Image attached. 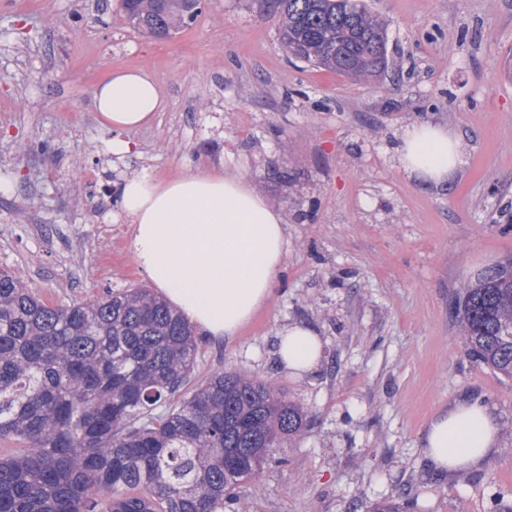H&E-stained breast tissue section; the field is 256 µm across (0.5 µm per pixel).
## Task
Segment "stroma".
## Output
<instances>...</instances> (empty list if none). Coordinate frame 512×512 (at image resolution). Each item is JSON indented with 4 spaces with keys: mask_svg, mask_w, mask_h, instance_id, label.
Instances as JSON below:
<instances>
[{
    "mask_svg": "<svg viewBox=\"0 0 512 512\" xmlns=\"http://www.w3.org/2000/svg\"><path fill=\"white\" fill-rule=\"evenodd\" d=\"M365 3L389 23L391 69L356 81L286 56L270 0H203L166 38L126 25L112 0H12L0 9V267L52 305L150 287L131 224L102 199L107 180L242 176L281 210L288 254L232 342L199 339L188 387L245 370L308 417L277 450L285 465L243 484L233 512H371L384 500L505 512L512 380L467 356L448 299L512 255V0ZM116 67L150 72L164 108L129 132L138 152L113 170L91 93ZM424 120L463 136L451 188H421L398 166L402 127ZM295 322L322 341L320 366L301 377L277 356L278 331ZM461 396L496 409L499 444L481 470L435 483L420 434Z\"/></svg>",
    "mask_w": 512,
    "mask_h": 512,
    "instance_id": "obj_1",
    "label": "stroma"
}]
</instances>
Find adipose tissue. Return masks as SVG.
Here are the masks:
<instances>
[{
    "label": "adipose tissue",
    "instance_id": "obj_1",
    "mask_svg": "<svg viewBox=\"0 0 512 512\" xmlns=\"http://www.w3.org/2000/svg\"><path fill=\"white\" fill-rule=\"evenodd\" d=\"M93 108L112 129L110 150H134L127 131L151 123L162 107L155 78L117 69L94 88ZM401 168L424 188H447L464 164L460 133L416 121L399 136ZM112 201L133 224V247L161 297L213 342L235 338L269 299L288 253L285 220L249 182L207 168L168 180L133 175L113 181ZM286 370L316 369L322 343L315 326L295 323L279 333ZM500 421L480 400L464 397L435 414L425 428L421 462L434 478L474 471L497 446Z\"/></svg>",
    "mask_w": 512,
    "mask_h": 512
}]
</instances>
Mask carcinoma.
Returning <instances> with one entry per match:
<instances>
[{
  "mask_svg": "<svg viewBox=\"0 0 512 512\" xmlns=\"http://www.w3.org/2000/svg\"><path fill=\"white\" fill-rule=\"evenodd\" d=\"M285 53L369 79L387 28L362 0H272ZM200 0H130L168 33ZM450 309L469 357L512 379V257L464 282ZM195 330L147 288L50 305L0 268V512H224L299 435L307 410L273 383L216 370L190 396Z\"/></svg>",
  "mask_w": 512,
  "mask_h": 512,
  "instance_id": "1",
  "label": "carcinoma"
}]
</instances>
